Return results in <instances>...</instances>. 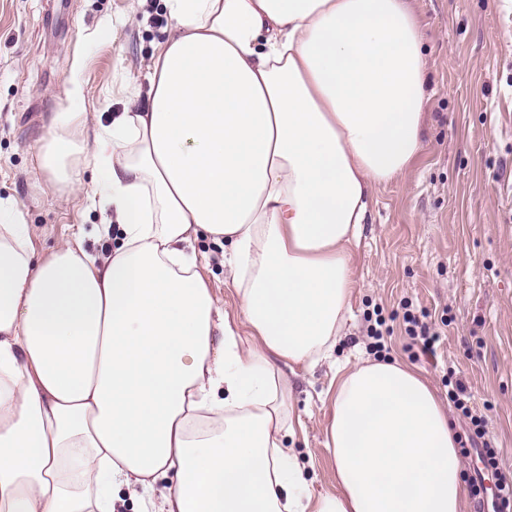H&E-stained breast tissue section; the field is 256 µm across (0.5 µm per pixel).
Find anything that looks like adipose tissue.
I'll list each match as a JSON object with an SVG mask.
<instances>
[{"label":"adipose tissue","mask_w":512,"mask_h":512,"mask_svg":"<svg viewBox=\"0 0 512 512\" xmlns=\"http://www.w3.org/2000/svg\"><path fill=\"white\" fill-rule=\"evenodd\" d=\"M145 103L87 131L59 113L41 168L92 198L118 242L37 257L0 198V512H463L448 411L413 367H337L313 495L285 440L288 368L331 358L351 313V246L373 190L424 135L428 75L411 0H163ZM224 270L241 347L198 272ZM198 254L207 257L206 262L199 266V272L207 281L209 287L220 301V305L232 321L235 332L239 335L240 345L247 347L251 344L248 331L239 324L235 317L237 314L236 296L234 289L228 285L224 276V243H215L211 239H200L194 244ZM170 482L168 480L158 481L154 484L150 492V498L141 500L132 497L126 488H120L116 491L117 499L115 501L116 511L118 512H153L161 503L164 495L167 494Z\"/></svg>","instance_id":"adipose-tissue-1"}]
</instances>
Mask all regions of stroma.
Here are the masks:
<instances>
[{"instance_id":"obj_1","label":"stroma","mask_w":512,"mask_h":512,"mask_svg":"<svg viewBox=\"0 0 512 512\" xmlns=\"http://www.w3.org/2000/svg\"><path fill=\"white\" fill-rule=\"evenodd\" d=\"M429 74L421 150L399 179L375 187L367 224L352 248V316L335 361L287 374L311 491L335 493L334 460L323 446L336 361L371 355L368 317L392 331L381 356L415 366L440 401L448 378L466 386L486 417L501 468L512 471V0H413ZM168 20L162 0H0V198L31 228L44 257L83 235L109 252L97 189L78 169V188L61 191L36 150L58 113L81 94L86 127L108 123L138 94ZM199 272L228 315L236 296L224 276V247L196 242ZM426 310L442 332L436 356L404 333L406 307Z\"/></svg>"}]
</instances>
